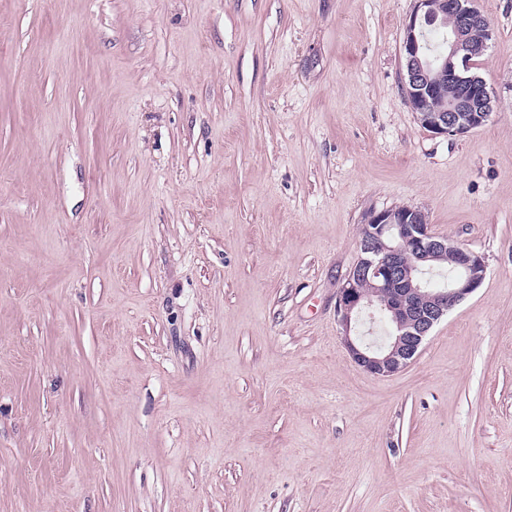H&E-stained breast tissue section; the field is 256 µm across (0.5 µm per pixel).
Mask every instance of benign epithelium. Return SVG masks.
Segmentation results:
<instances>
[{
  "label": "benign epithelium",
  "mask_w": 512,
  "mask_h": 512,
  "mask_svg": "<svg viewBox=\"0 0 512 512\" xmlns=\"http://www.w3.org/2000/svg\"><path fill=\"white\" fill-rule=\"evenodd\" d=\"M431 21L451 26L448 55L431 61L417 30ZM493 29L477 0H415L405 26L404 94L421 125L439 135L461 136L481 127L493 112L494 96L474 71ZM455 90L448 104H434L440 86ZM357 260L336 298V316L353 362L379 376L396 374L417 356L424 340L440 320L484 282V258L432 231L425 214L409 206L371 213L357 240ZM448 255L461 272L449 290L425 288L417 262L435 254ZM367 283L371 292L362 291ZM393 293L389 300L383 299ZM379 312L394 334L374 344L354 334L362 318Z\"/></svg>",
  "instance_id": "obj_1"
}]
</instances>
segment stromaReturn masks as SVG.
Returning a JSON list of instances; mask_svg holds the SVG:
<instances>
[{
    "label": "stroma",
    "instance_id": "1",
    "mask_svg": "<svg viewBox=\"0 0 512 512\" xmlns=\"http://www.w3.org/2000/svg\"><path fill=\"white\" fill-rule=\"evenodd\" d=\"M414 0H0V512H512V0L490 120L424 129ZM483 284L390 376L368 215Z\"/></svg>",
    "mask_w": 512,
    "mask_h": 512
}]
</instances>
